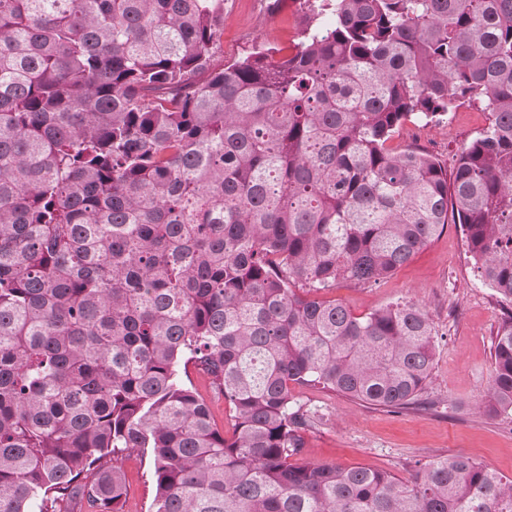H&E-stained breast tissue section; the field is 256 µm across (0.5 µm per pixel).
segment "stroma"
<instances>
[{
    "label": "stroma",
    "instance_id": "1",
    "mask_svg": "<svg viewBox=\"0 0 512 512\" xmlns=\"http://www.w3.org/2000/svg\"><path fill=\"white\" fill-rule=\"evenodd\" d=\"M312 17L308 0H224V36L213 64L233 62L262 43L292 49ZM488 123V113L463 107L437 125L406 122L391 145L422 148L450 166ZM332 296L357 316L397 301L419 304L438 333L437 355L420 404L407 409L296 389L295 402L310 418L302 460L362 465L408 481L418 464L462 454L512 477V414L474 410L494 373V337L512 304L485 285L458 226L448 225L387 279L345 284ZM122 469L124 512H151L152 457L131 454Z\"/></svg>",
    "mask_w": 512,
    "mask_h": 512
}]
</instances>
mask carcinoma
I'll return each instance as SVG.
<instances>
[{
	"mask_svg": "<svg viewBox=\"0 0 512 512\" xmlns=\"http://www.w3.org/2000/svg\"><path fill=\"white\" fill-rule=\"evenodd\" d=\"M292 53L215 68L224 0H0V512H512L463 455L411 482L298 462L319 387L417 404L436 331L355 316L449 224L512 302V0H319ZM489 113L453 168L389 142ZM483 410L512 412V314ZM224 397L217 429L188 366ZM122 469L127 487L124 512H151L155 487L150 454H131L124 459Z\"/></svg>",
	"mask_w": 512,
	"mask_h": 512,
	"instance_id": "carcinoma-1",
	"label": "carcinoma"
}]
</instances>
